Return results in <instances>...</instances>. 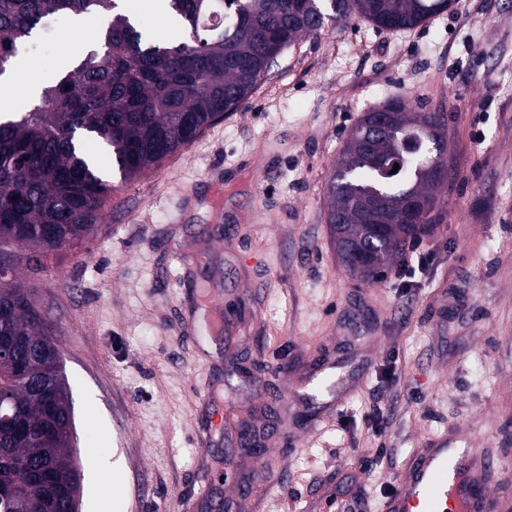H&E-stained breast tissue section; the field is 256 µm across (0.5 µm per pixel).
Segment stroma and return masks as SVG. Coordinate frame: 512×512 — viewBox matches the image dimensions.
Segmentation results:
<instances>
[{"mask_svg": "<svg viewBox=\"0 0 512 512\" xmlns=\"http://www.w3.org/2000/svg\"><path fill=\"white\" fill-rule=\"evenodd\" d=\"M55 24L21 52L48 81L94 34ZM395 96L448 119L436 262L407 288L353 277L327 224L344 138ZM113 185L80 247L16 272L62 355L81 512H201L243 489L259 512L345 491L379 512L444 432L489 458L482 486L512 512V0L298 41L245 110Z\"/></svg>", "mask_w": 512, "mask_h": 512, "instance_id": "stroma-1", "label": "stroma"}]
</instances>
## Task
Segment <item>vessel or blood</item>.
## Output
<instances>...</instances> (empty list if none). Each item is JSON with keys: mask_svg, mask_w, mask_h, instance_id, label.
<instances>
[{"mask_svg": "<svg viewBox=\"0 0 512 512\" xmlns=\"http://www.w3.org/2000/svg\"><path fill=\"white\" fill-rule=\"evenodd\" d=\"M483 463L475 449L425 441L408 456L382 512H499L497 499L475 480Z\"/></svg>", "mask_w": 512, "mask_h": 512, "instance_id": "1", "label": "vessel or blood"}]
</instances>
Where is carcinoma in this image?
I'll use <instances>...</instances> for the list:
<instances>
[{
    "label": "carcinoma",
    "instance_id": "cac0c4a2",
    "mask_svg": "<svg viewBox=\"0 0 512 512\" xmlns=\"http://www.w3.org/2000/svg\"><path fill=\"white\" fill-rule=\"evenodd\" d=\"M454 0H168L182 37L161 45L114 0H0V73L60 15L98 14L106 24L76 67L43 90L40 103L0 116V512H64L56 495L79 465L60 352L47 314L16 282L45 260L76 248L94 231L112 180L81 137L133 179L158 169L206 130L244 107L281 52L305 37L359 18L378 29L411 30L450 10ZM393 114L370 153H356L374 112ZM447 117L392 98L361 113L340 149L327 193L336 253L351 275L378 282L406 246L444 219L443 182L423 174L447 165ZM397 172H392L394 165Z\"/></svg>",
    "mask_w": 512,
    "mask_h": 512
}]
</instances>
